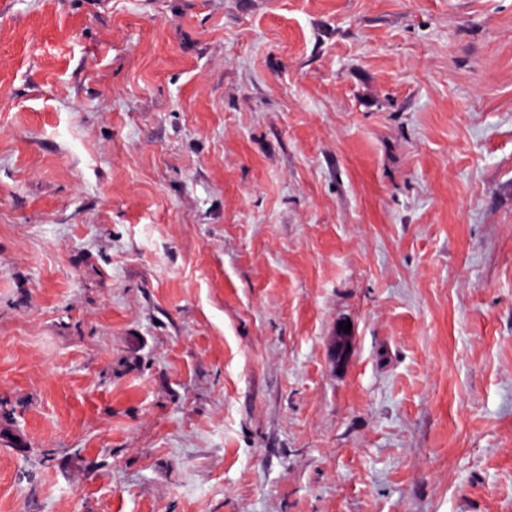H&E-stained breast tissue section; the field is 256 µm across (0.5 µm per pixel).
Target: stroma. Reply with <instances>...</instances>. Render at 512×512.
Returning a JSON list of instances; mask_svg holds the SVG:
<instances>
[{"instance_id":"35a3bbf8","label":"stroma","mask_w":512,"mask_h":512,"mask_svg":"<svg viewBox=\"0 0 512 512\" xmlns=\"http://www.w3.org/2000/svg\"><path fill=\"white\" fill-rule=\"evenodd\" d=\"M0 512H512V0H6Z\"/></svg>"}]
</instances>
